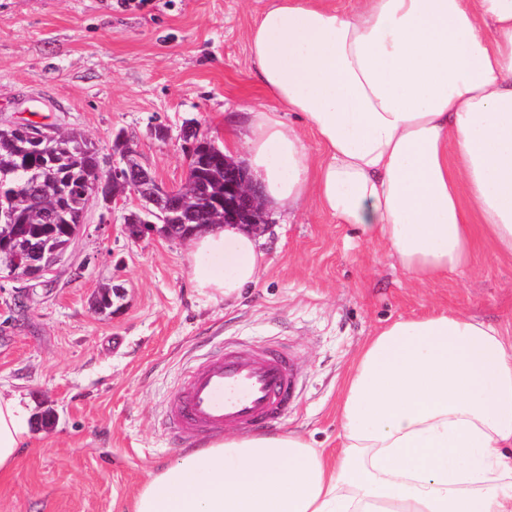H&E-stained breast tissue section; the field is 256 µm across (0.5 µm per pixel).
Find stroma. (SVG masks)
<instances>
[{
  "instance_id": "obj_1",
  "label": "stroma",
  "mask_w": 512,
  "mask_h": 512,
  "mask_svg": "<svg viewBox=\"0 0 512 512\" xmlns=\"http://www.w3.org/2000/svg\"><path fill=\"white\" fill-rule=\"evenodd\" d=\"M267 2L0 0V121L80 128L105 158L125 130L162 183H182L183 123L220 145L225 113L266 98L247 34ZM159 122L171 131L163 141ZM101 214L89 206L54 288L21 316L0 311V394L20 396L29 417L57 413L52 426L31 425L30 448L0 478V512H130L147 471L182 451L165 426L169 401L222 343L287 346L300 390L275 428L331 450L349 367L387 325L448 308L512 338V260L483 240L471 268L419 284L354 225L311 203L273 206L256 284L223 302L194 287L189 243L133 240L121 214L108 225ZM108 280L125 296L106 316L92 302Z\"/></svg>"
}]
</instances>
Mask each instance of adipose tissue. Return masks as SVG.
Returning a JSON list of instances; mask_svg holds the SVG:
<instances>
[{
    "instance_id": "obj_1",
    "label": "adipose tissue",
    "mask_w": 512,
    "mask_h": 512,
    "mask_svg": "<svg viewBox=\"0 0 512 512\" xmlns=\"http://www.w3.org/2000/svg\"><path fill=\"white\" fill-rule=\"evenodd\" d=\"M248 41L269 102L242 146L267 200L315 202L420 283L468 266L480 236L512 259V0H272ZM186 261L226 301L264 254L238 226L201 227ZM27 418L0 395V476L30 445ZM338 418L333 453L292 432L183 452L132 512H512V346L495 326L451 309L386 326Z\"/></svg>"
}]
</instances>
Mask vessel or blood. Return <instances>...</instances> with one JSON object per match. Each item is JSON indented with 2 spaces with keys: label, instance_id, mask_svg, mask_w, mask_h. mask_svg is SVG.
<instances>
[{
  "label": "vessel or blood",
  "instance_id": "obj_1",
  "mask_svg": "<svg viewBox=\"0 0 512 512\" xmlns=\"http://www.w3.org/2000/svg\"><path fill=\"white\" fill-rule=\"evenodd\" d=\"M298 389L285 348L220 352L192 370L166 411L176 442L203 441L228 429H252L287 415Z\"/></svg>",
  "mask_w": 512,
  "mask_h": 512
}]
</instances>
